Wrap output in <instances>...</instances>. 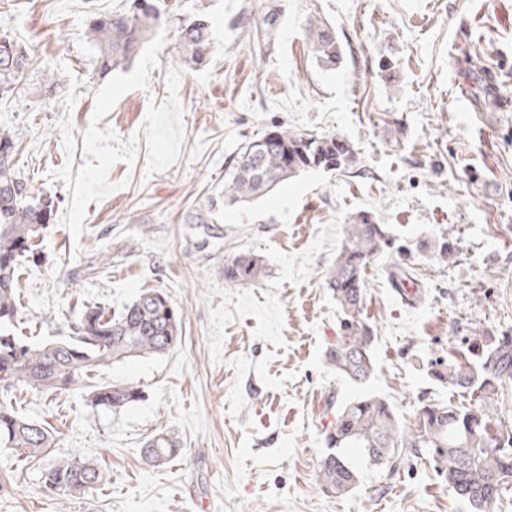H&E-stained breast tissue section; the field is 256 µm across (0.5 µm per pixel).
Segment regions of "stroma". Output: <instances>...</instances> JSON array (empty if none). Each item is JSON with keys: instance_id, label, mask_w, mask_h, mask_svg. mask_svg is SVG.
<instances>
[{"instance_id": "stroma-1", "label": "stroma", "mask_w": 512, "mask_h": 512, "mask_svg": "<svg viewBox=\"0 0 512 512\" xmlns=\"http://www.w3.org/2000/svg\"><path fill=\"white\" fill-rule=\"evenodd\" d=\"M124 0H15L0 34L37 54L25 97L0 101L15 163L59 207L20 282L22 331L68 335L86 304L120 312L143 290L167 291L183 317L168 354L101 371L144 391L116 411L89 406L83 386L58 398L21 394L52 428L44 460L0 447V512H463L431 464H360L356 490L320 491L325 429L356 395L325 362L339 309L325 275L356 213L392 243L367 269L365 315L377 331L369 392L402 420L430 401L476 393L435 381L438 359L472 337L512 336V0H161L165 21L127 69L99 78L83 29ZM279 15L275 37L262 18ZM205 18L202 68L176 51L181 20ZM336 35L324 68L308 20ZM282 127L338 134L350 170L311 169L250 203L224 204V165ZM207 211L189 224L192 209ZM254 253L267 276L224 282ZM415 271L407 301L390 272ZM174 433L182 454L161 469L141 450ZM96 459L111 481L78 498L45 492L44 464Z\"/></svg>"}]
</instances>
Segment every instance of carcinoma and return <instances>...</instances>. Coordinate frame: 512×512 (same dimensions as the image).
Segmentation results:
<instances>
[{
    "label": "carcinoma",
    "mask_w": 512,
    "mask_h": 512,
    "mask_svg": "<svg viewBox=\"0 0 512 512\" xmlns=\"http://www.w3.org/2000/svg\"><path fill=\"white\" fill-rule=\"evenodd\" d=\"M161 23L153 0H129L126 8L91 17L84 37L95 51V72L102 78L123 69L151 39ZM306 32L319 62L336 68L339 46L332 30L316 21ZM209 25L192 20L181 25L177 46L181 60L193 68L206 63L211 51ZM33 50L0 34V100L26 91ZM18 133L0 128V446L20 461H33L51 447L50 427L24 415L12 391H67L82 384L94 408L121 409L142 399L139 386L93 382L100 369L136 357L172 351L181 339L182 317L162 288L146 291L115 315L99 305L85 307L70 322L71 334L34 342L12 331L23 303L18 288L21 266L39 257L37 250L55 208L54 199L31 200L30 188L15 166ZM353 146L336 135H314L280 129L250 142L225 165L224 204L243 205L259 199L288 180L314 168L345 170L355 162ZM383 224L360 212L345 225L344 238L326 275L342 313L327 363L343 380L362 388L376 371L374 326L364 315L367 267L389 248ZM266 273L262 259L239 255L224 266L230 286L251 285ZM404 300L413 271L399 266L390 274ZM465 363L451 358L434 371L448 384L477 391L486 399L512 384V340L509 336H477L467 347ZM329 453L320 461L318 484L326 494L346 495L359 483V469L345 450L391 471L405 457L426 460L467 512H494L512 493V431L504 430L485 402L468 407L423 403L411 421H403L383 396L362 392L336 410L325 435ZM182 451L169 432L152 436L142 448L144 462L161 467ZM110 477L94 459L76 456L41 471V484L57 497L74 498L103 488Z\"/></svg>",
    "instance_id": "1"
}]
</instances>
